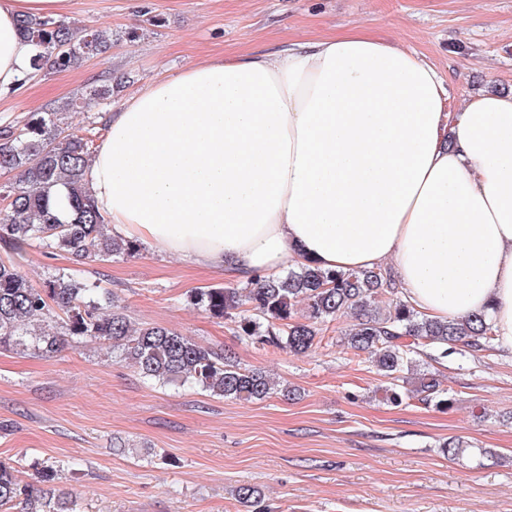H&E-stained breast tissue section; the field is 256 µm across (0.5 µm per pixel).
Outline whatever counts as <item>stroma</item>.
<instances>
[{"mask_svg":"<svg viewBox=\"0 0 512 512\" xmlns=\"http://www.w3.org/2000/svg\"><path fill=\"white\" fill-rule=\"evenodd\" d=\"M68 22L106 29L105 55L39 75L0 98V127L57 111L85 134L91 113L71 100L115 80L112 108L146 85L206 59L276 49L360 25L422 54L442 73L450 109L472 91L512 88V0H71ZM133 323L160 324L234 352L240 366L296 388L247 403L192 386L159 387L99 343L50 357L0 351V462L21 484L52 473L75 512H512V353L463 346L419 360L449 388L442 412L376 396L372 364L342 344L354 316L324 326L302 355L239 340L187 302L222 272L143 247L133 258L83 265ZM461 436L504 454L472 467L440 443ZM258 492L253 509L240 488Z\"/></svg>","mask_w":512,"mask_h":512,"instance_id":"1","label":"stroma"}]
</instances>
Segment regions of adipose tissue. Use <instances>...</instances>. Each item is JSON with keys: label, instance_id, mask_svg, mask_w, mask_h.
Returning a JSON list of instances; mask_svg holds the SVG:
<instances>
[{"label": "adipose tissue", "instance_id": "adipose-tissue-1", "mask_svg": "<svg viewBox=\"0 0 512 512\" xmlns=\"http://www.w3.org/2000/svg\"><path fill=\"white\" fill-rule=\"evenodd\" d=\"M67 3L0 0V94L31 70L19 20ZM448 99L421 54L354 25L145 86L85 179L113 236L237 281L388 266L416 311L482 315L512 351V90Z\"/></svg>", "mask_w": 512, "mask_h": 512}]
</instances>
